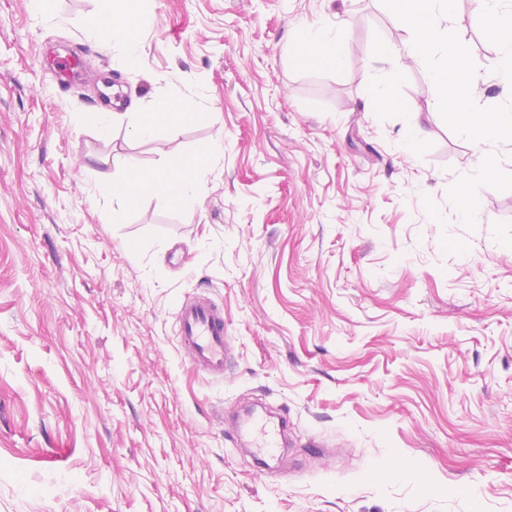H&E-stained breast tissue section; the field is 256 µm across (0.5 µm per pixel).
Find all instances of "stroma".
I'll list each match as a JSON object with an SVG mask.
<instances>
[{
	"mask_svg": "<svg viewBox=\"0 0 512 512\" xmlns=\"http://www.w3.org/2000/svg\"><path fill=\"white\" fill-rule=\"evenodd\" d=\"M150 23L118 69L117 0H0V512H512V190L447 200L479 155L405 64L408 119H379L363 65L406 33L380 0H134ZM341 66L290 53L313 23ZM479 105L512 99L481 0L445 24ZM76 55L68 84L51 60ZM125 105L189 107L138 140ZM222 145H215L216 131ZM420 136L419 152L401 143ZM206 160L190 204L112 197L127 172ZM224 307L233 356L199 375L175 314ZM284 408L287 477L256 470L217 410Z\"/></svg>",
	"mask_w": 512,
	"mask_h": 512,
	"instance_id": "1",
	"label": "stroma"
}]
</instances>
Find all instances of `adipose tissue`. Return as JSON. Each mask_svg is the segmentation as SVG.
I'll list each match as a JSON object with an SVG mask.
<instances>
[{
  "label": "adipose tissue",
  "mask_w": 512,
  "mask_h": 512,
  "mask_svg": "<svg viewBox=\"0 0 512 512\" xmlns=\"http://www.w3.org/2000/svg\"><path fill=\"white\" fill-rule=\"evenodd\" d=\"M485 24L500 38V79L512 85V0H483ZM148 23L147 17L136 10H123L106 21L102 31L112 46V58L117 67L133 66L138 59L137 33ZM297 44L305 48L310 58L332 65H340L346 47L339 34L317 26L302 29ZM149 111L135 127L133 135L141 140L164 136L169 121L187 118L188 112L176 108L173 102L158 99L148 105ZM205 171L202 161L195 160L181 168L153 171L147 174L116 176L112 180V193L122 200H130L135 189H152L185 205L197 196L201 177Z\"/></svg>",
  "instance_id": "ef3b65f1"
}]
</instances>
